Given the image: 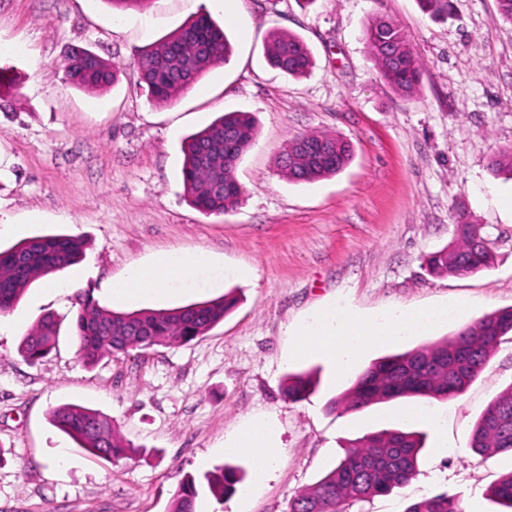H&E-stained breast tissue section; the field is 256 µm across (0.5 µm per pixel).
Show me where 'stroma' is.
I'll use <instances>...</instances> for the list:
<instances>
[{
	"label": "stroma",
	"mask_w": 512,
	"mask_h": 512,
	"mask_svg": "<svg viewBox=\"0 0 512 512\" xmlns=\"http://www.w3.org/2000/svg\"><path fill=\"white\" fill-rule=\"evenodd\" d=\"M446 16L416 0H147L115 12L107 0H0V247L49 234L85 243L68 269L69 288L32 284L0 318V512H170L187 477L223 466L244 477L216 500L201 489L197 512H288L294 494L332 469L350 442L383 430L422 432L418 473L405 487L348 512H404L413 500L448 495L455 512H503L490 488L512 471V455L490 458L470 446L481 412L512 385V341L456 398L419 397L442 410V432L406 422L400 401L359 410L335 400L376 359L441 340L478 318L512 308V181L491 161L512 146V23L497 0H450ZM227 33L233 54L172 106L149 102L134 54L200 13ZM395 21L422 64L410 96L373 67L364 26L373 14ZM301 37L311 71L289 77L269 66L271 30ZM89 49L119 67L115 85L83 90L64 75V53ZM251 113L257 136L236 167L243 201L207 217L183 198L181 143L223 113ZM307 133L350 142L339 173L295 183L278 167L288 144ZM481 225L491 268L434 275L427 256L454 242L459 220ZM180 250L205 251L223 273L200 270L193 289L163 299L105 297L135 263ZM117 312L172 308L233 293L238 303L192 342L115 354L84 366L72 336L76 290ZM361 320L391 307L460 304L427 335L366 348L335 375L316 353L293 356L295 329L328 304ZM55 314L59 344L31 364L17 352L38 319ZM315 384L289 401V375ZM76 403L111 418L131 456L87 453L50 422ZM254 420L272 422L280 459L253 482V461L224 452ZM456 448V455L441 451ZM65 464L52 467L57 456Z\"/></svg>",
	"instance_id": "obj_1"
}]
</instances>
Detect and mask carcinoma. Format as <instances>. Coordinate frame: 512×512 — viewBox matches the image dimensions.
Instances as JSON below:
<instances>
[{"mask_svg": "<svg viewBox=\"0 0 512 512\" xmlns=\"http://www.w3.org/2000/svg\"><path fill=\"white\" fill-rule=\"evenodd\" d=\"M430 17L448 13V0H417ZM364 39L369 58L398 94L410 96L419 84L422 63L398 25L382 15L368 19ZM232 48L224 30L210 14L193 18L159 40L138 50L134 63L148 97L156 105L178 102L209 70L227 64ZM267 62L291 77L306 75L313 66L307 45L298 36L273 30L265 48ZM71 85L102 89L117 80L118 66L100 56L92 62L73 54L65 62ZM256 124L248 112H226L183 145L184 198L206 216H222L242 202L235 176L238 160L252 146ZM325 141V153L294 155L279 164L294 182H313L340 171L352 154L340 137L305 134ZM497 174L512 179V146L492 161ZM83 242L64 235H41L0 250V315L10 313L34 282L44 280L80 261ZM493 255L476 224L460 219L454 243L431 253L428 266L435 274L465 276L490 266ZM236 303L231 293L171 309L115 312L93 297L77 292L73 336L83 361L94 365L114 353L154 346L184 344L207 334L224 320ZM512 333V309L483 316L453 335L403 353L386 356L368 366L334 404L355 410L398 398H454L486 368L493 349ZM59 328L53 314L42 316L20 339L18 353L36 363L58 345ZM311 387L309 377L297 374L285 387L288 398L299 400ZM53 426L94 456L112 461L128 456L127 445L106 415L73 403L50 412ZM422 440L412 432L388 430L359 438L349 445L336 466L313 486L291 499L288 512H343L342 506L366 501L406 486L417 473ZM471 448L482 457L512 454V386L501 391L483 411L471 434ZM204 479L218 500L240 482L236 469L206 473ZM493 495L512 509V471L493 487ZM199 488L185 479L172 512H196ZM404 512H455L448 495L424 496Z\"/></svg>", "mask_w": 512, "mask_h": 512, "instance_id": "cac0c4a2", "label": "carcinoma"}]
</instances>
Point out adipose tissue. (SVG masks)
<instances>
[{"instance_id": "1", "label": "adipose tissue", "mask_w": 512, "mask_h": 512, "mask_svg": "<svg viewBox=\"0 0 512 512\" xmlns=\"http://www.w3.org/2000/svg\"><path fill=\"white\" fill-rule=\"evenodd\" d=\"M212 263V257L203 252L190 255L179 250L166 251L149 264L130 266L121 278L113 280L109 294L127 298L147 290L156 297L166 296L177 287L190 284L198 269ZM447 316L448 310L444 307H394L382 317L359 322L330 306L301 328L302 344L296 353L300 356L309 352L321 353L341 374L350 368L365 346L404 339ZM273 431L267 421L249 423L225 443L224 450L231 454L251 455L257 466V480L265 481L280 456L279 449L272 443Z\"/></svg>"}]
</instances>
